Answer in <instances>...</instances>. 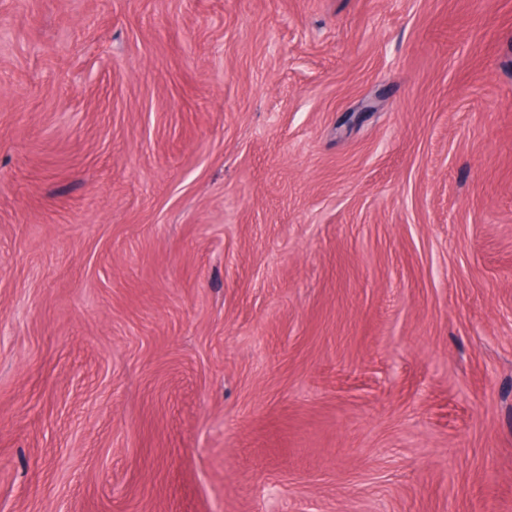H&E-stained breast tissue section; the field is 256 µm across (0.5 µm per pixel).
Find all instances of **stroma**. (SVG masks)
<instances>
[{
    "instance_id": "stroma-1",
    "label": "stroma",
    "mask_w": 512,
    "mask_h": 512,
    "mask_svg": "<svg viewBox=\"0 0 512 512\" xmlns=\"http://www.w3.org/2000/svg\"><path fill=\"white\" fill-rule=\"evenodd\" d=\"M0 512H512V0H0Z\"/></svg>"
}]
</instances>
